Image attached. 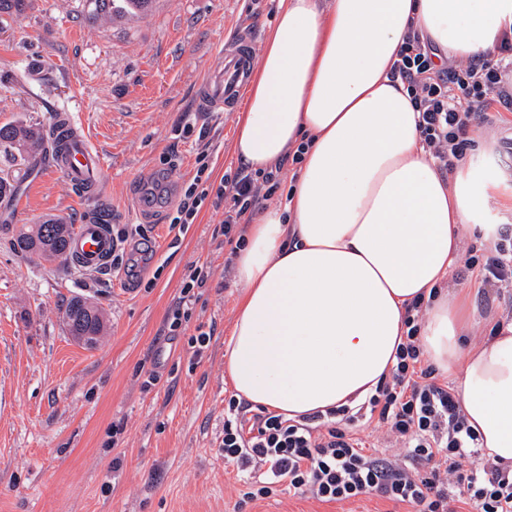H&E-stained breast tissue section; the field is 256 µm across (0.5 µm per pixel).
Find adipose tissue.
Here are the masks:
<instances>
[{
  "mask_svg": "<svg viewBox=\"0 0 512 512\" xmlns=\"http://www.w3.org/2000/svg\"><path fill=\"white\" fill-rule=\"evenodd\" d=\"M435 63L498 57L512 0H281L245 89L237 157L267 171L301 146L287 201L254 216L234 258L224 351L236 396L293 418L355 405L396 364L405 307L482 447L512 463V326L481 342L465 291H443L471 234L496 240L482 150L444 178L390 69L410 32Z\"/></svg>",
  "mask_w": 512,
  "mask_h": 512,
  "instance_id": "ef3b65f1",
  "label": "adipose tissue"
}]
</instances>
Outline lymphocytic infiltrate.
<instances>
[{"mask_svg": "<svg viewBox=\"0 0 512 512\" xmlns=\"http://www.w3.org/2000/svg\"><path fill=\"white\" fill-rule=\"evenodd\" d=\"M512 43L500 46L499 61L472 58L436 67L419 35L408 37L391 67L420 114L422 141L451 169L461 159L475 128L487 121L493 103L512 104ZM198 168L182 191L171 229L193 223L204 202L224 210L221 234L230 256L245 241V215L263 210L280 181L274 172L239 166L219 185H204ZM464 270H478L484 285L507 289L499 326L512 325V233L501 232L482 256L464 255ZM206 277L193 270L169 310L166 335L190 321L196 291ZM422 300L407 306L406 336L397 362L373 394L356 406H340L285 418L253 412L245 399L229 397L224 409V462L243 481L247 500L291 490L321 502L374 495L413 507L414 512H512V465L487 454L468 425L460 402L436 370L424 362L420 331ZM375 425L383 452L369 451L357 437L359 425Z\"/></svg>", "mask_w": 512, "mask_h": 512, "instance_id": "obj_1", "label": "lymphocytic infiltrate"}]
</instances>
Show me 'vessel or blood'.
<instances>
[{"instance_id":"1","label":"vessel or blood","mask_w":512,"mask_h":512,"mask_svg":"<svg viewBox=\"0 0 512 512\" xmlns=\"http://www.w3.org/2000/svg\"><path fill=\"white\" fill-rule=\"evenodd\" d=\"M254 63L250 33H240L221 48L207 79L197 91V108L202 112H229L235 107L241 89ZM50 143L48 167L62 175L69 185L88 199L104 195L105 177L101 156L89 137L80 133L71 113H57L46 132ZM120 243L112 233L109 216L86 219L74 236L68 260L78 268L96 271L112 265Z\"/></svg>"}]
</instances>
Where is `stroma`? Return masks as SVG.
I'll use <instances>...</instances> for the list:
<instances>
[{"instance_id": "1", "label": "stroma", "mask_w": 512, "mask_h": 512, "mask_svg": "<svg viewBox=\"0 0 512 512\" xmlns=\"http://www.w3.org/2000/svg\"><path fill=\"white\" fill-rule=\"evenodd\" d=\"M280 0H153L130 20L98 17L91 0H27L0 13V125L46 130L72 113L105 163L113 225L140 280L83 272L69 262L17 253L11 238L53 214L82 224L92 204L65 179L0 148V512H412L374 496L321 502L283 493L244 502L220 447L233 393L224 347L239 300L224 280V214L204 206L183 233L169 230L180 188L207 152L212 182L235 170L239 112L196 111L210 56L241 30L262 54ZM44 58L33 75L29 63ZM191 131H184V124ZM500 110L473 137L490 148L493 176L512 180ZM157 190L161 207L133 217ZM207 282L177 336L162 335L191 269ZM83 296L108 318L92 348L68 335L67 302ZM215 329L203 359L189 344ZM156 382H149V374Z\"/></svg>"}]
</instances>
